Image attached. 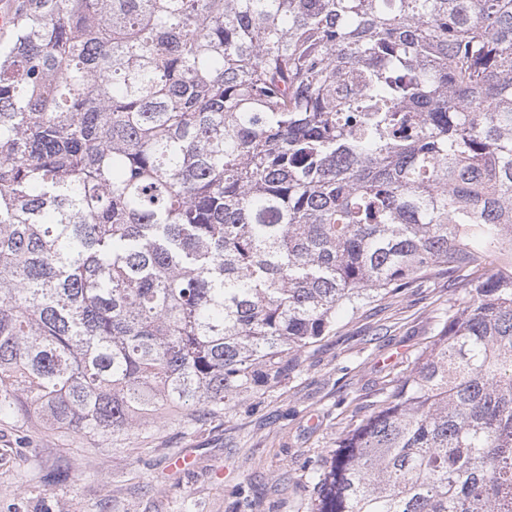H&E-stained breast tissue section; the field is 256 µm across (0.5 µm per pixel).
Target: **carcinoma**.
I'll list each match as a JSON object with an SVG mask.
<instances>
[{"instance_id":"cac0c4a2","label":"carcinoma","mask_w":512,"mask_h":512,"mask_svg":"<svg viewBox=\"0 0 512 512\" xmlns=\"http://www.w3.org/2000/svg\"><path fill=\"white\" fill-rule=\"evenodd\" d=\"M441 271L312 512H512V0H16L0 420L221 415Z\"/></svg>"}]
</instances>
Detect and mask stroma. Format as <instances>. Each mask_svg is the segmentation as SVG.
<instances>
[{
	"instance_id": "stroma-1",
	"label": "stroma",
	"mask_w": 512,
	"mask_h": 512,
	"mask_svg": "<svg viewBox=\"0 0 512 512\" xmlns=\"http://www.w3.org/2000/svg\"><path fill=\"white\" fill-rule=\"evenodd\" d=\"M446 273L343 318L258 402L199 425L159 416L131 438L0 421V512H311L310 468L412 367L459 303ZM189 454V470H173Z\"/></svg>"
}]
</instances>
